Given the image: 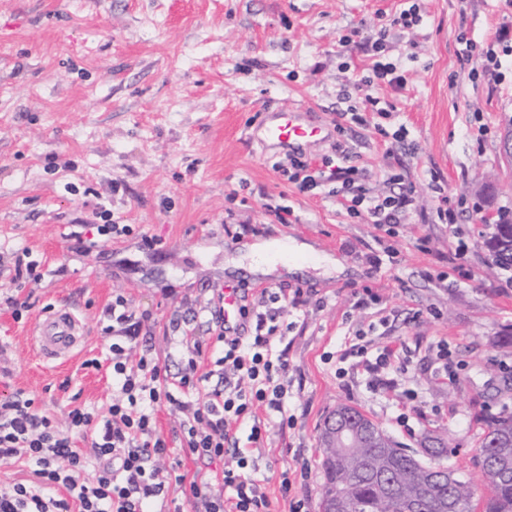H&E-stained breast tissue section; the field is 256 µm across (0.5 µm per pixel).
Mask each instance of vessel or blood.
Listing matches in <instances>:
<instances>
[{"label": "vessel or blood", "instance_id": "obj_1", "mask_svg": "<svg viewBox=\"0 0 512 512\" xmlns=\"http://www.w3.org/2000/svg\"><path fill=\"white\" fill-rule=\"evenodd\" d=\"M332 131L331 124L313 122L305 111L278 110L268 113L258 129V138L265 148L284 155L321 145L329 140ZM80 331L75 315L58 309L37 321L32 331L33 344L41 358L58 359L71 352Z\"/></svg>", "mask_w": 512, "mask_h": 512}]
</instances>
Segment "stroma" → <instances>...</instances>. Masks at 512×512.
Returning a JSON list of instances; mask_svg holds the SVG:
<instances>
[{"mask_svg":"<svg viewBox=\"0 0 512 512\" xmlns=\"http://www.w3.org/2000/svg\"><path fill=\"white\" fill-rule=\"evenodd\" d=\"M413 5L421 23L391 29L386 52L409 58L405 90L353 88L370 58L341 38L369 35L379 13ZM510 26L512 0H0V402L23 392L63 429L73 407L105 413L112 380L83 363L110 356L115 295L174 374L173 319L206 309L224 284L256 294L301 288L308 303L287 337L293 426L272 432L255 461L270 512H289L293 498L320 512L319 434L341 405L402 446L448 439V466L479 481L481 435L512 416V287L503 286L512 268L495 263L486 243L496 226L483 221L488 211L512 218V158L500 149L512 125V65L490 74L480 57L461 62L457 38L482 50ZM368 95L394 105L405 143L348 124L307 157L319 161L339 145L376 190L390 168L414 183L398 261L378 267L381 231L349 217L331 184L299 192L255 136L264 109L334 122ZM434 178L461 203L457 223H437ZM111 222L128 233L98 236L96 225ZM460 237L470 246L467 278L443 261ZM261 242L305 243L312 259H278L262 274L247 256ZM19 247L31 250L41 279L16 278ZM364 288L376 299L361 306ZM10 295L28 304L21 319ZM62 308L85 335L69 358L47 364L30 331ZM372 326L407 348L408 370L392 392L371 389L353 357L347 376L336 375L337 351ZM440 341L456 366L449 383L429 357ZM161 467L172 479L159 512H196L188 483L210 466L176 446ZM285 471L295 478L287 495Z\"/></svg>","mask_w":512,"mask_h":512,"instance_id":"obj_1","label":"stroma"}]
</instances>
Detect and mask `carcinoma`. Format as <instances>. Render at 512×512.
<instances>
[{"mask_svg": "<svg viewBox=\"0 0 512 512\" xmlns=\"http://www.w3.org/2000/svg\"><path fill=\"white\" fill-rule=\"evenodd\" d=\"M489 249L496 263L512 265V221L499 225ZM373 429L375 438L349 452L321 432L324 512L329 507L333 512H406L412 502L419 512H472L475 499L482 512H512V417L491 422L475 448L484 482L480 492L449 469L444 481L434 479L448 458L447 443L432 448L423 441L418 448H403L378 426ZM381 471L389 473L386 491L373 482V474Z\"/></svg>", "mask_w": 512, "mask_h": 512, "instance_id": "cac0c4a2", "label": "carcinoma"}]
</instances>
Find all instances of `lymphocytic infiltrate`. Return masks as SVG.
<instances>
[{
	"mask_svg": "<svg viewBox=\"0 0 512 512\" xmlns=\"http://www.w3.org/2000/svg\"><path fill=\"white\" fill-rule=\"evenodd\" d=\"M421 17L416 8L380 22L367 44L374 56L359 79L383 82L402 90L407 85L403 62H382L391 28L408 30ZM289 183L309 193L325 182L340 185V204L347 215L387 231L404 223L414 205L413 182L385 171L384 192L367 188L354 166L321 158L319 167L290 155ZM303 289L293 294L263 289L243 298L241 323L224 324V300L216 298L206 311L213 338L212 366L202 370L203 340L180 337L172 350L181 364L170 376L150 351H138L141 320L124 296L108 309L112 319L109 367L112 402L107 415L83 407L69 411V431L39 413L33 398L15 394L0 404V460L29 464L35 482L0 485V512H154L165 494L168 477L160 464L170 453L168 438L156 424V413L168 408L180 417L179 439L194 460L222 463L210 479L191 482L190 493L203 512H268L269 500L254 463L273 431H286L288 414V350L283 343L304 304ZM359 358L374 388L392 390L405 368L397 343L367 340L341 350L337 363ZM92 437L90 450L76 447L74 434ZM65 488L67 497L53 494Z\"/></svg>",
	"mask_w": 512,
	"mask_h": 512,
	"instance_id": "1",
	"label": "lymphocytic infiltrate"
}]
</instances>
